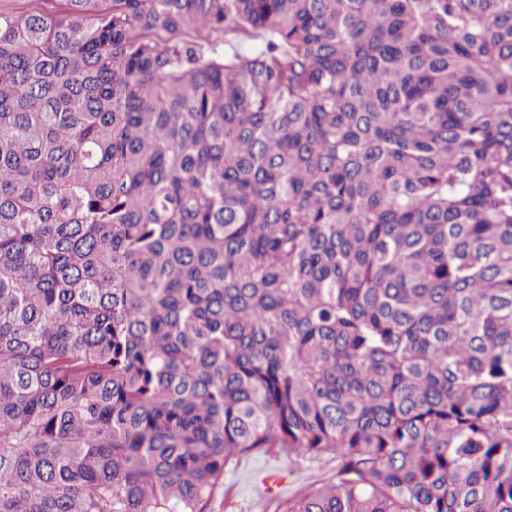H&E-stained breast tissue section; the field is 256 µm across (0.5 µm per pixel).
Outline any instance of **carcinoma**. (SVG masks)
Returning <instances> with one entry per match:
<instances>
[{
	"instance_id": "carcinoma-1",
	"label": "carcinoma",
	"mask_w": 512,
	"mask_h": 512,
	"mask_svg": "<svg viewBox=\"0 0 512 512\" xmlns=\"http://www.w3.org/2000/svg\"><path fill=\"white\" fill-rule=\"evenodd\" d=\"M275 447L512 512V0L0 6V512Z\"/></svg>"
}]
</instances>
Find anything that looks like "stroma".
Listing matches in <instances>:
<instances>
[{
  "mask_svg": "<svg viewBox=\"0 0 512 512\" xmlns=\"http://www.w3.org/2000/svg\"><path fill=\"white\" fill-rule=\"evenodd\" d=\"M339 466L332 454L298 457L284 448H255L225 463L223 474L195 512H285L289 502L335 484ZM269 473L279 479L270 489L262 482Z\"/></svg>",
  "mask_w": 512,
  "mask_h": 512,
  "instance_id": "stroma-1",
  "label": "stroma"
}]
</instances>
